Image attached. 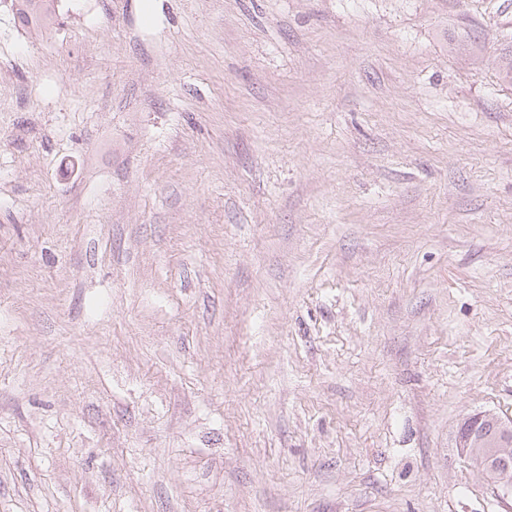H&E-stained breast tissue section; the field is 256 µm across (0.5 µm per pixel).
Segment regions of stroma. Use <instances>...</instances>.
<instances>
[{
	"instance_id": "obj_1",
	"label": "stroma",
	"mask_w": 512,
	"mask_h": 512,
	"mask_svg": "<svg viewBox=\"0 0 512 512\" xmlns=\"http://www.w3.org/2000/svg\"><path fill=\"white\" fill-rule=\"evenodd\" d=\"M0 0V512H512L505 0ZM33 1L47 0H10L14 23L30 34L43 35L55 24L53 19L43 14ZM491 412L487 411H479L473 414H470L465 418V422L463 424V433L465 434L462 441H460V450L463 454L471 458L475 455V448H485V445L488 441V438H485L486 435L491 432V436L496 434V427L492 422L486 423V434L484 433L485 421L490 416ZM475 435H480L475 437L472 440V446L470 447V439ZM512 444L504 443L491 449L492 459L503 472L495 481V485L506 495H512Z\"/></svg>"
}]
</instances>
